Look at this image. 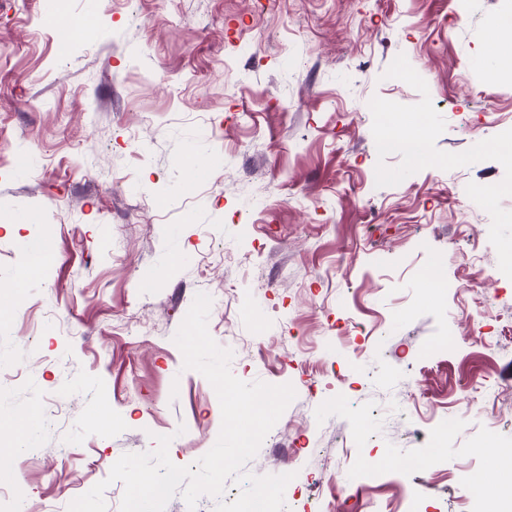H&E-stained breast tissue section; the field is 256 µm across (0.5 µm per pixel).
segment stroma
<instances>
[{"label":"stroma","instance_id":"35a3bbf8","mask_svg":"<svg viewBox=\"0 0 512 512\" xmlns=\"http://www.w3.org/2000/svg\"><path fill=\"white\" fill-rule=\"evenodd\" d=\"M507 11L0 0V512H66L158 435L179 466L212 448L173 341L200 292L232 373L296 391L245 466L294 472L285 512H472L512 448V195L481 194L512 164L478 148L512 125ZM382 104L425 114L426 160L380 148ZM22 237L52 244L30 276Z\"/></svg>","mask_w":512,"mask_h":512}]
</instances>
